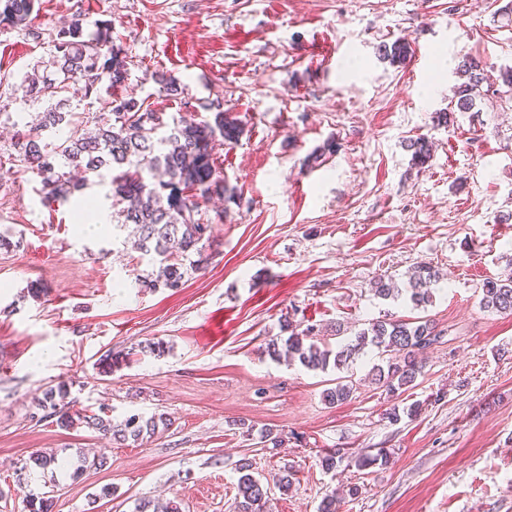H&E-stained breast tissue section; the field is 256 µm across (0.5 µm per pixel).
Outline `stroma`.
I'll return each mask as SVG.
<instances>
[{
  "label": "stroma",
  "mask_w": 512,
  "mask_h": 512,
  "mask_svg": "<svg viewBox=\"0 0 512 512\" xmlns=\"http://www.w3.org/2000/svg\"><path fill=\"white\" fill-rule=\"evenodd\" d=\"M506 2L38 0L28 24L0 25L7 111H24L23 73L78 15L88 33L111 21L131 61L121 95L199 121L220 91L245 126L215 149L238 198L222 220L202 204L213 257L176 292L140 286L152 264L128 229L74 223L78 206L110 208L106 187L45 199L0 127V235L17 244L0 250V512H28L29 496L46 492L53 512H135L162 499L233 512L244 462L265 481L294 471L290 490L271 487L270 512H319L332 492L339 512H512V315L480 306L484 280L512 274V223L498 221L512 212V93L485 96L453 126L436 119L463 59L485 63L492 80L512 67ZM398 38L414 54L393 64L379 47ZM156 70L181 79L183 98L158 94ZM417 137L432 144L423 167L407 148ZM330 139L335 154L309 167ZM420 262L440 272L430 304L375 296L379 276L404 283ZM35 281L38 299L27 293ZM290 312L332 347L385 314L433 321L443 337L414 387L372 384L367 354L350 369V398L331 404L338 371L266 351ZM158 340L164 353L147 352ZM62 381L87 413H163L172 424L122 445L35 420L36 398ZM416 403L418 415L385 417ZM268 429L283 447H264ZM87 448L106 463L72 478ZM334 449L335 469H323ZM47 451L51 472L20 474ZM382 451L385 464L357 466Z\"/></svg>",
  "instance_id": "1"
}]
</instances>
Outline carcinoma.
<instances>
[{
    "label": "carcinoma",
    "mask_w": 512,
    "mask_h": 512,
    "mask_svg": "<svg viewBox=\"0 0 512 512\" xmlns=\"http://www.w3.org/2000/svg\"><path fill=\"white\" fill-rule=\"evenodd\" d=\"M36 0H0V24L12 26L28 22ZM49 60L22 80L24 97L30 105L41 106L36 122L15 131L11 147L22 156L26 168L41 177L45 197L65 203L83 189L85 181H109L112 208L118 223L132 226L137 248L151 258L154 269L138 278L141 287L178 291L186 278L201 269L210 239L211 223L201 218V203L214 197L228 202L236 199L237 189L224 180L216 165L214 145L234 144L244 125L230 110L223 97L216 96L206 107L211 117L198 123L167 117L143 100L112 97L106 112L79 115L81 103L68 96L71 86L82 85L84 97L102 86L116 89L127 79L128 56L112 41V22L96 23L86 36L83 20L75 17L49 41ZM393 63L409 58L411 47L396 40L381 47ZM460 83L454 87L448 111L437 121L448 125L456 112H469L475 105L487 74L481 62L465 59L458 66ZM152 79L158 92L176 98L185 92L179 78L156 72ZM415 164L431 159L432 147L423 138L409 141ZM406 288L400 289L383 277L375 281V293L382 299L404 292L415 306L432 302V286L439 271L418 263L406 273ZM481 305L501 314H512V279L484 281ZM281 331L288 333L284 344L279 338L267 343L273 358L285 347L288 361H299L308 370L324 371L328 366L341 369L356 356L370 350L379 359L371 368V380L389 393L413 386L422 374V352L438 341L439 333L427 320L378 318L366 323L337 352L311 341L314 325L284 318ZM68 385L60 382L47 388L36 401L42 418H54L65 429L83 425L105 438L125 443L154 435L172 422L165 414L148 418L132 414L121 422L107 415H87L63 403ZM250 465L239 466L234 512H268L267 487L249 473Z\"/></svg>",
    "instance_id": "obj_1"
}]
</instances>
